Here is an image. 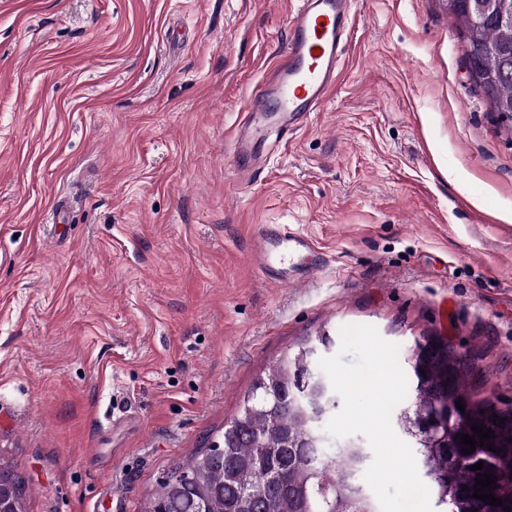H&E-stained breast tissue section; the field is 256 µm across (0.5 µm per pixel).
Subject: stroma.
<instances>
[{
  "label": "stroma",
  "mask_w": 512,
  "mask_h": 512,
  "mask_svg": "<svg viewBox=\"0 0 512 512\" xmlns=\"http://www.w3.org/2000/svg\"><path fill=\"white\" fill-rule=\"evenodd\" d=\"M295 0H0V460L29 512H144L323 331L447 337L512 400V121L444 0H355L334 95L242 172ZM263 224L313 237L259 280ZM311 237L297 233L280 224H265L256 236L252 263L269 284L294 285L304 283L312 273L323 267L326 260L319 257ZM301 256H310L301 263Z\"/></svg>",
  "instance_id": "1"
}]
</instances>
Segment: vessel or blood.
I'll return each instance as SVG.
<instances>
[{
    "mask_svg": "<svg viewBox=\"0 0 512 512\" xmlns=\"http://www.w3.org/2000/svg\"><path fill=\"white\" fill-rule=\"evenodd\" d=\"M290 21L288 47L264 86L248 99L244 132L234 133L237 157L248 152L247 134L284 138L300 130L336 89L352 23V0H297ZM252 263L273 285L305 282L323 267L311 237L280 224L260 227Z\"/></svg>",
    "mask_w": 512,
    "mask_h": 512,
    "instance_id": "b4317fda",
    "label": "vessel or blood"
}]
</instances>
